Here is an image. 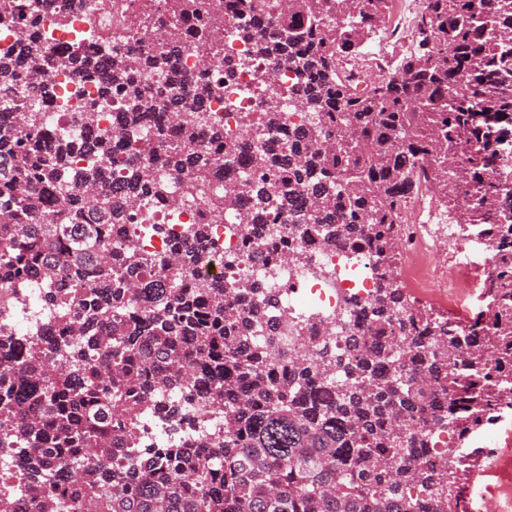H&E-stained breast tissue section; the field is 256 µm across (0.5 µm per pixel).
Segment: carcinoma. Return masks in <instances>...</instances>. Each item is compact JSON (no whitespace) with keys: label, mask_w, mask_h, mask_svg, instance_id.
I'll use <instances>...</instances> for the list:
<instances>
[{"label":"carcinoma","mask_w":512,"mask_h":512,"mask_svg":"<svg viewBox=\"0 0 512 512\" xmlns=\"http://www.w3.org/2000/svg\"><path fill=\"white\" fill-rule=\"evenodd\" d=\"M385 9L386 0H288L285 9L238 0L236 33L294 75L273 94L311 116L281 153L250 138L247 116L222 157L201 148L198 126L178 111L181 141H167L162 124L144 137L159 104L128 83L118 127L89 142L87 164L73 169L74 145L44 140L21 72L43 61L90 72L98 59L50 51L34 18L19 23L0 4V28L16 29L0 53V318L29 279L43 282L42 303L56 312L36 337L0 328V465L18 481L0 489V512H460L464 472L480 452L438 448L437 432L462 438L512 413V0H425L418 50L360 88L342 57ZM199 11L197 0H168L146 50L105 44L112 80L165 74L167 106L180 105V25ZM219 25L214 7L197 31L214 55ZM220 93L198 86L195 109ZM118 141L164 162L199 206L202 223L170 258L129 245L126 210L164 187L134 161L114 192ZM243 156L251 173L219 194L224 169ZM426 183L455 223L478 225L495 245L482 272L492 318L478 329L410 299L395 277L400 205ZM246 199V224L279 203L290 228L374 251L369 335L290 357L272 337L253 343L245 323L258 310L234 289L187 287L204 222ZM165 384L186 401L161 404ZM198 394L224 409V438L200 439L191 455L126 454L146 410L190 420Z\"/></svg>","instance_id":"1"}]
</instances>
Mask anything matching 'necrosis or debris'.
Listing matches in <instances>:
<instances>
[{
  "label": "necrosis or debris",
  "mask_w": 512,
  "mask_h": 512,
  "mask_svg": "<svg viewBox=\"0 0 512 512\" xmlns=\"http://www.w3.org/2000/svg\"><path fill=\"white\" fill-rule=\"evenodd\" d=\"M17 14L36 12L40 29L55 52L80 57H100L103 43L127 51L147 45L153 32L145 18L149 9H161L165 0H9ZM185 48L178 59L179 71L191 83L210 81L221 84L224 95L209 100L205 107V126H221L237 132L243 115L266 111L269 86L288 87L293 75L287 67L271 69L254 42L225 35L221 59L205 62L195 44L192 29H185ZM40 126L47 138L68 136L81 144L101 133H111L122 111L124 89L121 83L105 82L94 73L78 77L66 71L44 69L34 84ZM71 97L77 112L96 115L93 126L71 124L56 103ZM233 109H225V101ZM179 193L170 183L167 197L154 200L128 222V233L138 249L153 257L170 255L183 240L188 224L196 216L190 203H174ZM439 210L427 195L403 202L400 216L406 244L400 265L401 275L420 288L430 287L435 278L433 260L438 253L454 251L463 235L457 225H449L446 237L432 231ZM208 249L198 267V283L220 279L239 288L248 298L269 299L268 316L252 334L255 341L278 337L289 351L301 349L300 330L314 321L318 330L332 337L364 335L368 320L362 308L374 288L376 258L367 247L350 244L326 246L321 237L307 230L283 235L284 248L300 251L299 262L265 255L257 250L237 216L225 214L208 225ZM43 286L29 282L26 293L16 302L9 324L13 333L30 336L46 317L41 305ZM141 429L152 446L172 447L189 431L224 433L223 412L206 411L183 424L166 423L158 416L146 415Z\"/></svg>",
  "instance_id": "necrosis-or-debris-1"
}]
</instances>
